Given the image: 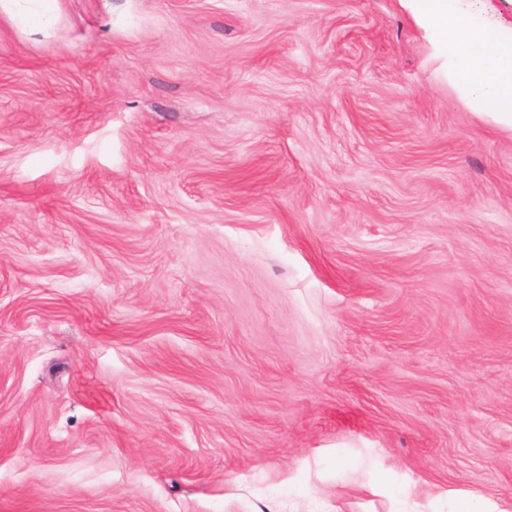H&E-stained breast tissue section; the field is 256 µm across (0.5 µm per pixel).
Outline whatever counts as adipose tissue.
I'll return each instance as SVG.
<instances>
[{"instance_id": "adipose-tissue-1", "label": "adipose tissue", "mask_w": 512, "mask_h": 512, "mask_svg": "<svg viewBox=\"0 0 512 512\" xmlns=\"http://www.w3.org/2000/svg\"><path fill=\"white\" fill-rule=\"evenodd\" d=\"M55 0H0L21 28L50 34ZM443 61L445 74L477 114L512 131V24L492 22L464 0H402Z\"/></svg>"}]
</instances>
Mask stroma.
<instances>
[{"label": "stroma", "mask_w": 512, "mask_h": 512, "mask_svg": "<svg viewBox=\"0 0 512 512\" xmlns=\"http://www.w3.org/2000/svg\"><path fill=\"white\" fill-rule=\"evenodd\" d=\"M0 15V512L512 502V132L399 0ZM448 501L455 505L451 512H509L510 509L502 507L497 502L479 493H470L462 496L458 490L448 487L445 489Z\"/></svg>", "instance_id": "35a3bbf8"}]
</instances>
